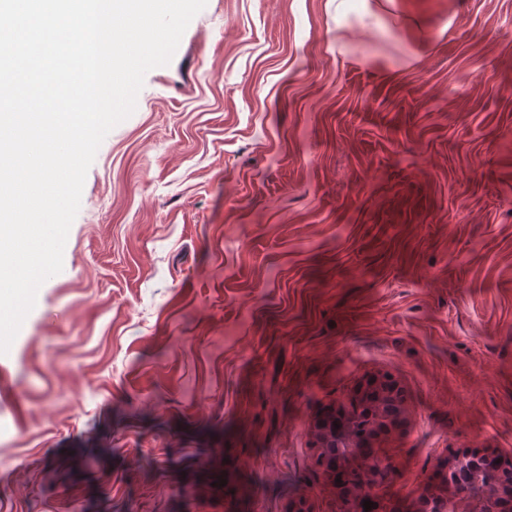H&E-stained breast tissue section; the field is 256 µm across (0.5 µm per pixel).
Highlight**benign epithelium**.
Returning a JSON list of instances; mask_svg holds the SVG:
<instances>
[{
	"label": "benign epithelium",
	"mask_w": 512,
	"mask_h": 512,
	"mask_svg": "<svg viewBox=\"0 0 512 512\" xmlns=\"http://www.w3.org/2000/svg\"><path fill=\"white\" fill-rule=\"evenodd\" d=\"M407 423L406 394L388 371L365 374L346 403L326 409L313 418L310 428V467L338 492L336 512H364L363 501L379 512L377 490L390 464L370 458V450ZM476 464L479 479L460 481L451 471ZM448 503V512H512V462H497L488 452L463 455L438 467L433 482L416 497L411 512H428V502Z\"/></svg>",
	"instance_id": "benign-epithelium-1"
}]
</instances>
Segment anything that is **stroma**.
I'll return each mask as SVG.
<instances>
[{"instance_id":"stroma-1","label":"stroma","mask_w":512,"mask_h":512,"mask_svg":"<svg viewBox=\"0 0 512 512\" xmlns=\"http://www.w3.org/2000/svg\"><path fill=\"white\" fill-rule=\"evenodd\" d=\"M376 369L395 512L512 459V0H207L0 354V512H332L311 420Z\"/></svg>"}]
</instances>
